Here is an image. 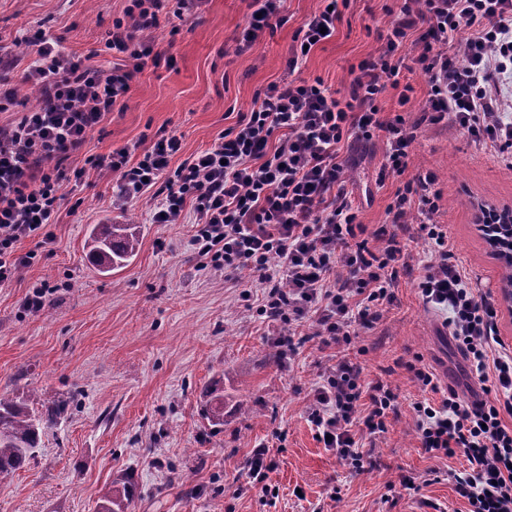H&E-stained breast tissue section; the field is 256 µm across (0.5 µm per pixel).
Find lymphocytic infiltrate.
Returning a JSON list of instances; mask_svg holds the SVG:
<instances>
[{
  "mask_svg": "<svg viewBox=\"0 0 512 512\" xmlns=\"http://www.w3.org/2000/svg\"><path fill=\"white\" fill-rule=\"evenodd\" d=\"M167 2L128 0L106 33L105 49L119 56L106 67L62 51L57 39H28L23 81L37 90L40 104L0 125V287L36 258L32 251L18 253L22 241L52 240L62 189L83 177L68 167L71 155L124 100L145 65L164 60L155 44L163 19L193 13L203 0H175L172 10ZM284 2L252 0L237 52L287 23ZM349 4L322 0L295 33L289 70L306 62L309 48L335 35ZM464 28L469 37L461 53L449 52L450 37ZM410 42L417 48L412 57L405 52ZM415 71L428 87L418 124L451 126L511 169L512 99L502 85L512 76V0H400L377 54L350 67L348 97H338L319 77L272 82L257 90L250 111L178 166L170 161L182 140L163 131L90 164L114 175V205L150 194L151 223L177 224L192 211L190 245L198 268L221 271L228 281L257 276L264 289L258 312L287 324L279 344L290 351L308 322L323 342L351 344L393 304L399 274L418 272L423 300L447 311L449 334L479 388L472 397L452 389L439 402H416L421 446L439 459L463 451L468 467L452 479L466 512H512V346L499 335L493 295L474 289L447 228L434 220L441 198L436 174L415 175L398 190L387 210L396 231L381 250L356 239L358 209L345 171L365 143L382 134L381 172L405 173L417 124L400 114L384 117L377 100L391 87L399 92V106H406L414 88L402 77ZM413 209L430 256L419 270L398 239ZM362 373L358 362L340 357L324 372L308 408L318 437L356 470L363 469L365 455L353 426L363 424L376 436L398 413L394 390L379 381L363 384Z\"/></svg>",
  "mask_w": 512,
  "mask_h": 512,
  "instance_id": "lymphocytic-infiltrate-1",
  "label": "lymphocytic infiltrate"
}]
</instances>
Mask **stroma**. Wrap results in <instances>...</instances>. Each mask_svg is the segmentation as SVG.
<instances>
[{
  "label": "stroma",
  "mask_w": 512,
  "mask_h": 512,
  "mask_svg": "<svg viewBox=\"0 0 512 512\" xmlns=\"http://www.w3.org/2000/svg\"><path fill=\"white\" fill-rule=\"evenodd\" d=\"M392 0H351L335 35L314 49L303 77H321L348 89V68L374 53L380 32L392 22ZM126 0H0V45L27 54L16 41L38 32L61 38L79 55L100 50ZM320 0H287L288 22L239 54L236 40L248 0H205L184 20L162 25L159 50L173 66H146L122 110L111 112L69 161L82 167V184L65 185L54 241L36 250L18 280L0 288V394L42 401L79 394L80 401L43 436L35 455L13 475L0 478V512H96L115 473L132 472L137 493L131 512H465L452 480L429 481L431 470H463V453L449 459L426 454L412 406L428 393L406 364L418 361L441 387L465 391L466 363L444 326L445 315L426 305L412 277L399 276L395 301L382 317L360 329L347 352L363 379L391 384L399 413L385 433L366 439L371 466L352 470L315 437L307 419L316 384L333 364L336 345L312 338L290 360L276 341L283 324L257 313L263 294L255 278L225 281L223 273L197 269L188 224H153L144 197L112 204V178L88 167L105 154L152 137L159 129L182 137L183 156L204 149L249 111L257 90L288 78L287 60L297 29ZM383 139L372 141L348 172L360 207L362 239L381 244L386 208L403 178L380 176ZM431 171L442 193L437 222L447 225L454 254L480 291L501 296V262L488 253L474 222V206L512 207V169L448 127L417 131L409 174ZM110 219L140 230L136 258L103 275L85 248L89 224ZM57 290L38 314L23 308L33 285ZM224 388V423L201 411L206 391ZM285 439L271 480L276 501L248 488L250 453ZM420 480L418 492L392 496L401 476Z\"/></svg>",
  "instance_id": "obj_1"
}]
</instances>
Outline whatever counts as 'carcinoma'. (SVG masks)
Here are the masks:
<instances>
[{"label":"carcinoma","instance_id":"1","mask_svg":"<svg viewBox=\"0 0 512 512\" xmlns=\"http://www.w3.org/2000/svg\"><path fill=\"white\" fill-rule=\"evenodd\" d=\"M140 246L139 234L132 224H114L104 221L91 226L85 247L93 264L101 272L124 267L136 256ZM37 393L27 397L9 398L0 395V476L7 477L23 468L39 447L44 433L55 427L58 419L67 413L70 400H60L36 413L40 403ZM206 419L216 425L224 424L223 396L206 403ZM136 492L133 476L116 473L109 487L100 497L97 512H128Z\"/></svg>","mask_w":512,"mask_h":512}]
</instances>
